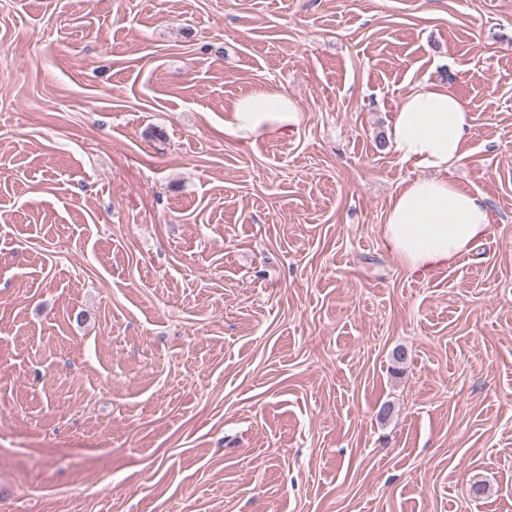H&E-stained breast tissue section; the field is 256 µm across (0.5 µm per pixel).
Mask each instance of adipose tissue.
<instances>
[{"label": "adipose tissue", "instance_id": "1", "mask_svg": "<svg viewBox=\"0 0 512 512\" xmlns=\"http://www.w3.org/2000/svg\"><path fill=\"white\" fill-rule=\"evenodd\" d=\"M473 117L448 84L425 82L408 93L388 133L390 151L425 170L391 201L383 238L405 269L453 264L490 229L482 195L448 181L449 166L466 156ZM301 122L296 101L283 92L258 91L240 98L224 122L239 138L284 136Z\"/></svg>", "mask_w": 512, "mask_h": 512}]
</instances>
